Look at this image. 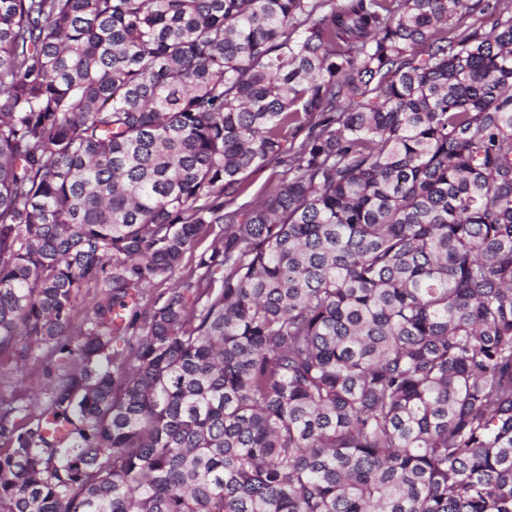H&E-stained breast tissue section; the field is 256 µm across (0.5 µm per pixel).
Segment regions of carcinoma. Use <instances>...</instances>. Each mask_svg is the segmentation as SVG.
Returning a JSON list of instances; mask_svg holds the SVG:
<instances>
[{
    "label": "carcinoma",
    "instance_id": "1",
    "mask_svg": "<svg viewBox=\"0 0 512 512\" xmlns=\"http://www.w3.org/2000/svg\"><path fill=\"white\" fill-rule=\"evenodd\" d=\"M21 341L0 512H512V0H0ZM281 170L282 166L272 163L271 165L253 173L249 178L251 187L249 189L248 196L241 202H251L256 198L266 196L272 192L278 184V174ZM212 241H213V236H210V237H207L205 239H203L197 246V249L196 251L194 252L193 255H191L190 253H187L185 255V258L183 260V263L180 267L179 270L176 271L175 275L173 276L172 280L168 281V282H154V283H151L150 285H148V287L145 289V292H146V296H149L151 293L157 291L158 289H163V288H168L172 285V283L177 280L178 277H181L182 275H185L188 270L191 268V266L195 263V256L208 249L211 244H212ZM25 342H20L10 354L0 356V400L4 403L9 402H29L39 396L43 397L48 378L42 371L40 361H35L31 352L28 358L20 360L18 355L25 347ZM24 367L22 374L15 372L16 362Z\"/></svg>",
    "mask_w": 512,
    "mask_h": 512
}]
</instances>
